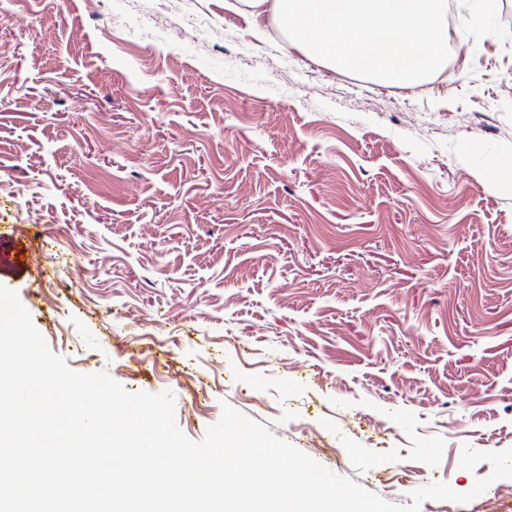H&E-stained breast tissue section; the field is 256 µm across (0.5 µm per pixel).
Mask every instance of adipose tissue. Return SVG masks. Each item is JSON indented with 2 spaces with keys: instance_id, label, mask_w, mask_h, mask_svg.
I'll use <instances>...</instances> for the list:
<instances>
[{
  "instance_id": "ef3b65f1",
  "label": "adipose tissue",
  "mask_w": 512,
  "mask_h": 512,
  "mask_svg": "<svg viewBox=\"0 0 512 512\" xmlns=\"http://www.w3.org/2000/svg\"><path fill=\"white\" fill-rule=\"evenodd\" d=\"M297 49L383 83L419 82L448 56V0H238Z\"/></svg>"
}]
</instances>
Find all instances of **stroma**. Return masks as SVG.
<instances>
[{"instance_id": "1", "label": "stroma", "mask_w": 512, "mask_h": 512, "mask_svg": "<svg viewBox=\"0 0 512 512\" xmlns=\"http://www.w3.org/2000/svg\"><path fill=\"white\" fill-rule=\"evenodd\" d=\"M225 2L6 0L0 286L190 439L227 405L395 504L468 492L463 446L512 449V0H456L422 85Z\"/></svg>"}]
</instances>
